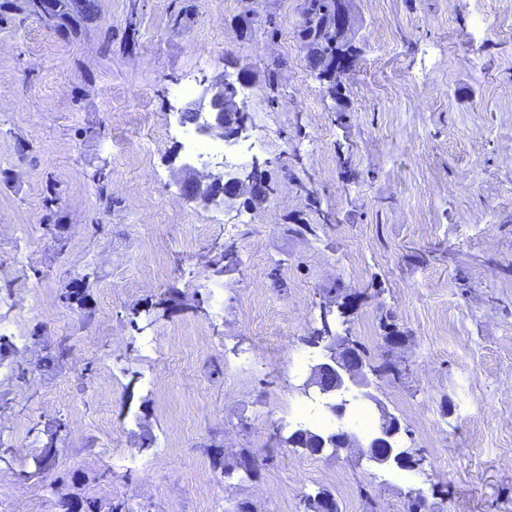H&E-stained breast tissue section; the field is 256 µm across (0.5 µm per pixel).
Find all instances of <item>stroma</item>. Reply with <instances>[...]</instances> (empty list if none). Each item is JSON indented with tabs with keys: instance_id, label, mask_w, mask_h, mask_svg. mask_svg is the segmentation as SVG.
<instances>
[{
	"instance_id": "35a3bbf8",
	"label": "stroma",
	"mask_w": 512,
	"mask_h": 512,
	"mask_svg": "<svg viewBox=\"0 0 512 512\" xmlns=\"http://www.w3.org/2000/svg\"><path fill=\"white\" fill-rule=\"evenodd\" d=\"M20 2L0 5V512H302L320 491L512 512V0H355L341 112L301 0H96L75 35ZM205 76L242 84L224 169L264 162L263 203L180 190ZM324 303L422 451L410 480L285 441Z\"/></svg>"
}]
</instances>
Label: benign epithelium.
Returning a JSON list of instances; mask_svg holds the SVG:
<instances>
[{
	"mask_svg": "<svg viewBox=\"0 0 512 512\" xmlns=\"http://www.w3.org/2000/svg\"><path fill=\"white\" fill-rule=\"evenodd\" d=\"M353 2L342 0L336 10L334 33L339 42L355 36ZM85 3L86 0H27V7L32 15L53 22L61 11H80ZM200 84L209 93L208 102L200 101L186 108L183 118L195 124L199 134L211 139L231 141L246 134L247 114L235 83L221 77L213 80L204 77ZM184 169L187 171L182 181L185 197L203 206L243 195L262 199L268 194L265 180L259 179L261 167L256 160L243 178L226 177L222 163L203 170L189 165ZM331 314L332 310L323 308L322 329L307 339L309 346L319 349V354L311 360L302 392L335 419L337 427L319 432L306 428L302 436L311 440L321 454L326 452L332 457L354 454L358 461L373 468L417 469L420 462L415 459L414 451L402 447L405 430L399 419L371 392V377L376 375V370L360 354L347 330H332ZM359 400L374 404L376 425L367 435L357 433L346 424L350 406ZM310 512H339V508L333 495L319 494L311 498Z\"/></svg>",
	"mask_w": 512,
	"mask_h": 512,
	"instance_id": "7a95c632",
	"label": "benign epithelium"
}]
</instances>
